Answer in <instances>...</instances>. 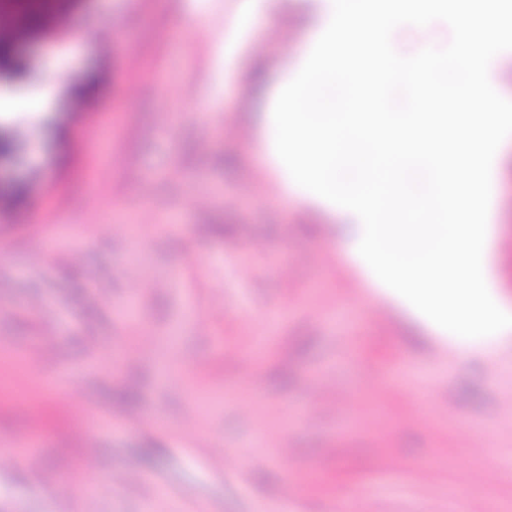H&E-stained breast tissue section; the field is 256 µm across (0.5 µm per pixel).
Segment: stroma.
<instances>
[{"mask_svg": "<svg viewBox=\"0 0 512 512\" xmlns=\"http://www.w3.org/2000/svg\"><path fill=\"white\" fill-rule=\"evenodd\" d=\"M49 4L14 43L25 80L0 70V512H447L458 488L512 512V340L460 360L355 264L351 212L275 190L263 116L297 59L252 47L312 41V0H267L231 49L238 0ZM492 178L512 304V176ZM19 437L57 490L5 454ZM227 448L253 465L217 469Z\"/></svg>", "mask_w": 512, "mask_h": 512, "instance_id": "35a3bbf8", "label": "stroma"}]
</instances>
